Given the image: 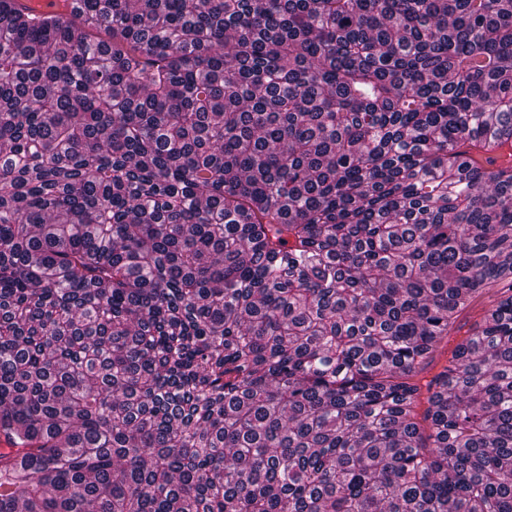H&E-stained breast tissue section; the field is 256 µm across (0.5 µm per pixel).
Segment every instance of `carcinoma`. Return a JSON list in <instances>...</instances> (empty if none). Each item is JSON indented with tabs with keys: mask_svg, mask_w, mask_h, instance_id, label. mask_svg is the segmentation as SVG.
I'll list each match as a JSON object with an SVG mask.
<instances>
[{
	"mask_svg": "<svg viewBox=\"0 0 512 512\" xmlns=\"http://www.w3.org/2000/svg\"><path fill=\"white\" fill-rule=\"evenodd\" d=\"M509 139L512 0H0V512H512ZM28 11L37 14H55L67 18L75 6L76 0H17Z\"/></svg>",
	"mask_w": 512,
	"mask_h": 512,
	"instance_id": "obj_1",
	"label": "carcinoma"
}]
</instances>
